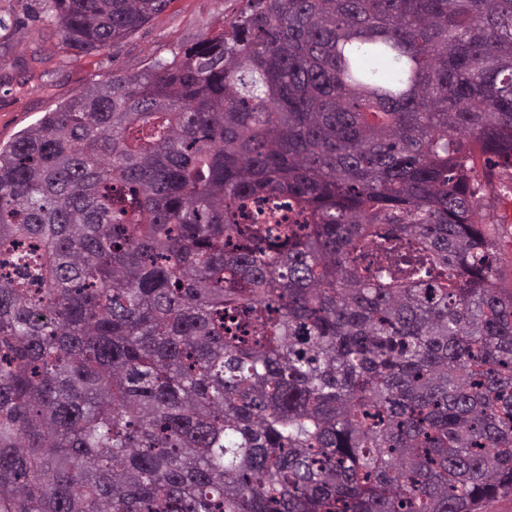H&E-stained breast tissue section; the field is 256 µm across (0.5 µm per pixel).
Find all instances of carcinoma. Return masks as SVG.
Wrapping results in <instances>:
<instances>
[{"mask_svg": "<svg viewBox=\"0 0 512 512\" xmlns=\"http://www.w3.org/2000/svg\"><path fill=\"white\" fill-rule=\"evenodd\" d=\"M170 0H46L99 51ZM512 0H246L0 148V512L512 497ZM480 195L483 196L484 209L482 213L493 219L511 222L512 216V200L510 196H504V192H500L498 187L493 189L485 185L483 186Z\"/></svg>", "mask_w": 512, "mask_h": 512, "instance_id": "1", "label": "carcinoma"}]
</instances>
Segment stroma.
<instances>
[{
  "mask_svg": "<svg viewBox=\"0 0 512 512\" xmlns=\"http://www.w3.org/2000/svg\"><path fill=\"white\" fill-rule=\"evenodd\" d=\"M244 0H170L116 47L81 53L45 18V0H0V144L94 84L133 75L158 57L223 30Z\"/></svg>",
  "mask_w": 512,
  "mask_h": 512,
  "instance_id": "obj_1",
  "label": "stroma"
}]
</instances>
